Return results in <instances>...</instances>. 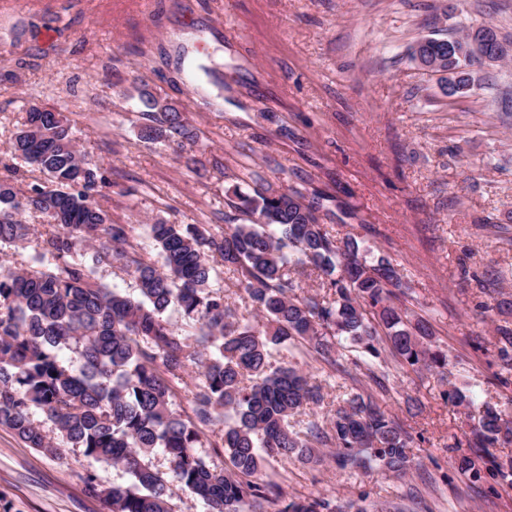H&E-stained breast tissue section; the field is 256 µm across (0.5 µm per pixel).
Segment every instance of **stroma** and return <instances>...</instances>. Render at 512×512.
<instances>
[{
	"label": "stroma",
	"instance_id": "35a3bbf8",
	"mask_svg": "<svg viewBox=\"0 0 512 512\" xmlns=\"http://www.w3.org/2000/svg\"><path fill=\"white\" fill-rule=\"evenodd\" d=\"M494 28L512 47V0H0V177L30 98L59 108L107 181L97 198L128 225L140 254L155 217L224 229L234 186H294L320 201L336 235L358 234L409 287L398 301L426 319L446 368L415 370L381 344L337 363L295 353L328 402L373 401L413 437L402 477L377 467L267 459L256 475L283 498H365L375 512H512V485L474 482L451 465L467 451L476 407L512 402L498 380L494 329L512 327V59L481 85L444 95L408 60L425 37ZM215 59L197 91L188 59ZM147 84L173 100L200 142L181 153L141 140L123 89ZM459 387L474 410L448 402ZM128 475L62 444L51 454L0 427V512H107L86 485Z\"/></svg>",
	"mask_w": 512,
	"mask_h": 512
}]
</instances>
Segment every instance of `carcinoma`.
I'll return each mask as SVG.
<instances>
[{
  "label": "carcinoma",
  "instance_id": "cac0c4a2",
  "mask_svg": "<svg viewBox=\"0 0 512 512\" xmlns=\"http://www.w3.org/2000/svg\"><path fill=\"white\" fill-rule=\"evenodd\" d=\"M471 34L417 42L435 61L452 56L459 83L476 87L477 59ZM144 123L138 137L154 145L196 143L198 134L166 98L148 86L134 88ZM75 130L62 112L26 110L13 134L10 154L18 163L0 178V249H15L35 228L26 213L48 217L29 264L0 263V427L30 448L55 453L59 442L123 469L130 484L104 488L90 481L87 494L108 512H174L169 480L153 468L160 452L173 477L208 512H267L278 502L272 486L254 476L265 457H311V444L335 449L342 466L378 465L404 476L411 468V437L374 403L348 394L327 419L314 408L322 386L296 365L276 362L283 347L310 348L336 362L344 338L373 358L385 339L407 365L443 367L424 319L411 322L393 305L403 287L387 258L370 260L363 240L336 237L319 222L318 198L287 186L280 190H232L239 222L213 232L203 224L156 218L148 233L160 249L156 263L138 253L125 224L97 198L106 181L101 168L75 149ZM42 183L26 182L25 169ZM107 265L132 276L133 296L94 277ZM237 276L251 309L238 314L215 286L221 270ZM316 276L323 294L299 295V271ZM177 308L193 337L178 334L164 318ZM501 370L512 373V328L495 329ZM75 360L65 358V353ZM200 366L201 384L192 414L172 409L171 377L186 364ZM43 412L55 435L35 425ZM224 415L221 436L229 466L218 469L195 448L203 427ZM470 447L452 466L473 482L488 473L512 484V456L489 449L512 443V408L485 403ZM276 512H345L329 499L291 498Z\"/></svg>",
  "mask_w": 512,
  "mask_h": 512
}]
</instances>
